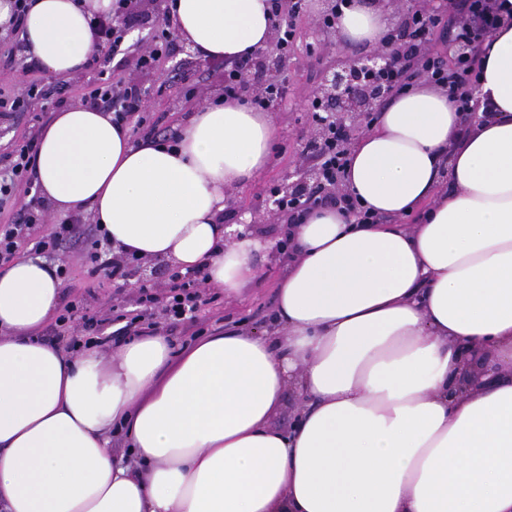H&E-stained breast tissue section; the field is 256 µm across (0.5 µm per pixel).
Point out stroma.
Returning <instances> with one entry per match:
<instances>
[{
	"label": "stroma",
	"mask_w": 512,
	"mask_h": 512,
	"mask_svg": "<svg viewBox=\"0 0 512 512\" xmlns=\"http://www.w3.org/2000/svg\"><path fill=\"white\" fill-rule=\"evenodd\" d=\"M318 0H310L308 11L294 22L296 48L288 59V92L271 112L276 125L272 145V162L245 187L230 190L224 203V221L241 225L246 236L259 239L267 250L258 260L259 270L253 280L234 297L219 296L201 306L197 325L205 334H221L238 328L258 333L270 327L268 316L274 312L276 293L288 259L279 254L276 245L288 227L265 217L268 189L279 184L282 175L294 163L305 161V148L312 130V119L305 109V101L325 68L344 56L360 54V47L340 42L338 36L324 33L315 22ZM221 63L204 64L192 47L180 44L169 57L163 59L152 73L137 71L125 65L124 73L148 90V112L159 119L161 126L185 127L190 117L182 107L184 87L197 84L207 97L223 94L224 80ZM69 276L62 284V301L87 293L94 294L93 309L107 307L113 288L102 275H90L79 248L65 250Z\"/></svg>",
	"instance_id": "35a3bbf8"
}]
</instances>
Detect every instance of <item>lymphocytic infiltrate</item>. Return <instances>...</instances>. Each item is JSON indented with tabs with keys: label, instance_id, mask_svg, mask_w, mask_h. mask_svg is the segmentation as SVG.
Instances as JSON below:
<instances>
[{
	"label": "lymphocytic infiltrate",
	"instance_id": "lymphocytic-infiltrate-1",
	"mask_svg": "<svg viewBox=\"0 0 512 512\" xmlns=\"http://www.w3.org/2000/svg\"><path fill=\"white\" fill-rule=\"evenodd\" d=\"M140 0H113L112 15L96 17L91 26L96 34L97 48L109 49L112 55L132 60L135 67L145 72L154 71L160 61L175 49L170 27L166 19H159L150 41L125 44L122 31L127 25L145 22L139 10ZM371 82L392 86L395 93L408 91L420 83H429L447 88L463 112L472 111L477 101L470 87L457 84L454 75L437 65L427 53L411 59L409 67L401 73L377 71L371 73ZM287 92V79L278 72L267 74L261 95L244 97L238 81V67L230 64L224 68V96L231 99H247L249 105L260 111L281 100ZM85 105L101 109L111 108L115 125L129 128L133 138H149L157 135L155 126L149 125L145 117L146 104L139 86L122 74L98 77L84 100ZM57 82H33L19 92L0 96V118L11 119L48 107H61ZM39 139L38 129H31L27 142L8 151H0V208L10 201H21L14 220L0 225V262L16 256L19 242L30 236L34 227L44 223L46 205L38 194L34 181L32 157ZM341 133L333 131L328 137L313 144V154L318 160L326 192L317 194L313 200L285 197L281 200V212L288 223H296L299 217L312 207L334 205L345 210L360 212L363 223H377L376 215L363 211L356 197L337 196L330 187L342 178L347 164L346 153L341 143ZM107 238L99 225L89 224L76 217L68 223L56 225L54 231L41 237L35 244L38 252L55 257L67 246H82L90 273H103L111 281L116 304L99 315H87L82 303L68 302L60 311L56 324L68 333L69 349L100 342L103 331L115 319L118 309L133 308L129 325L163 318L168 321L192 324L194 312L202 303L208 284L202 272L173 273L163 287L148 285L139 273L140 263L133 258L106 256Z\"/></svg>",
	"mask_w": 512,
	"mask_h": 512
}]
</instances>
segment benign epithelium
<instances>
[{"label": "benign epithelium", "mask_w": 512, "mask_h": 512, "mask_svg": "<svg viewBox=\"0 0 512 512\" xmlns=\"http://www.w3.org/2000/svg\"><path fill=\"white\" fill-rule=\"evenodd\" d=\"M395 10L390 37L383 45L367 53L340 60L322 75L313 96L326 105L336 120V128L344 134L342 145L349 147L366 120L380 109L389 97V89L361 88L354 84L353 74L360 70H395L401 66L409 47L415 42L407 25L406 10L399 0H384ZM272 48H260L250 56L248 64L239 72L240 83L249 90H257L254 76L267 70L272 59ZM322 188L318 168L295 166L288 170L278 185V194L310 197Z\"/></svg>", "instance_id": "1"}]
</instances>
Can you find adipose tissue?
Returning a JSON list of instances; mask_svg holds the SVG:
<instances>
[{
	"instance_id": "obj_1",
	"label": "adipose tissue",
	"mask_w": 512,
	"mask_h": 512,
	"mask_svg": "<svg viewBox=\"0 0 512 512\" xmlns=\"http://www.w3.org/2000/svg\"><path fill=\"white\" fill-rule=\"evenodd\" d=\"M25 52L66 77L89 61L112 0H29ZM178 36L233 61L270 41L266 0H173ZM387 12L358 0L338 25L379 46ZM465 124L447 92L383 104L348 153L347 191L383 224L316 208L288 232L283 336L232 330L175 351L152 332L112 355H68L36 332L60 281L42 257L0 268V512H512V21L481 42ZM268 113L217 99L177 147L136 145L74 105L41 132L34 172L61 213L87 210L117 254L205 267L237 295L258 241L225 243L224 192L270 164ZM421 224L397 216L420 204ZM489 372L457 385L466 354ZM296 424L274 427L288 388ZM124 430L137 458L108 447Z\"/></svg>"
}]
</instances>
